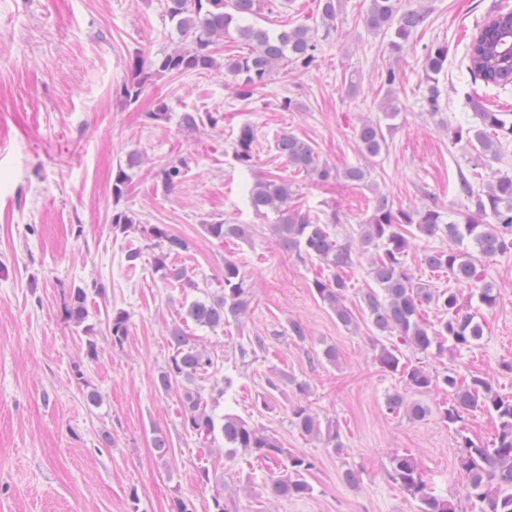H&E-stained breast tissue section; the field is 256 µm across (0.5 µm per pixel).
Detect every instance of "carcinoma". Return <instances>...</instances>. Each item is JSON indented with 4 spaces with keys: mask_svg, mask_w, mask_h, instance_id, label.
Segmentation results:
<instances>
[{
    "mask_svg": "<svg viewBox=\"0 0 512 512\" xmlns=\"http://www.w3.org/2000/svg\"><path fill=\"white\" fill-rule=\"evenodd\" d=\"M165 13L179 35L177 45L170 51L154 57L136 58L131 64V79L121 88L122 98L136 102L147 82L155 76L204 73L224 66L225 74L233 80L237 96L249 100L254 92L267 85L276 74L309 71L317 63V43L313 30L305 25L270 30L260 26L257 19L265 11L273 10L275 0H162ZM341 0H319V14L328 36L336 30L337 8ZM498 27L483 23L480 38H472L464 57L465 68L471 79L486 86H512V57L499 53L496 48L500 27L512 24V10L500 8L491 13ZM429 19V9L415 7L406 0H369L365 15L367 27L389 36L387 48L393 58L403 53L414 33L424 27ZM236 34L249 46L248 52L233 55L219 62L216 49L224 37ZM448 63V45L431 43L422 49V65L429 82L424 111L432 118L442 114L443 106L437 87L439 75ZM480 126L451 127L450 138L455 141L475 140L479 145L478 158L494 159L499 155L502 142L512 139V121L508 113L494 112L477 101H470ZM224 116L218 112H184L180 125L187 130L200 127L215 129ZM361 153L378 156L386 145L380 122L365 121L357 132ZM255 130L243 125L233 147V158L238 165L250 169L254 163L253 143ZM275 151L288 165L302 171L319 182L327 183L338 177L336 168L320 160L313 146L293 135L281 134L275 141ZM137 153L128 156L127 168L117 169L112 179V197L120 202L129 189L131 175L127 170L139 166ZM182 161L167 163L153 172L154 179L165 192L174 190L182 179ZM459 193L468 202L465 223L445 222L446 212L434 204L405 208L377 197L371 215L363 224L359 241H339L332 233L333 225L340 223L338 213L331 212L321 221L290 208L291 185L284 179L269 177L255 180L250 190V205L258 215H276L271 230L280 248L300 261L316 258L332 274L316 279L312 286L315 293L346 327L354 318L343 303L348 290L342 273L351 267L359 256L374 249L371 257L370 276L375 287L362 291L361 309L367 313L372 327L381 336H398L413 348L427 352L435 349L442 354L448 348H466L481 339L484 324L474 320L467 311L461 295L453 290H438L415 281L405 263L406 253L417 236L435 237L448 234L457 248L432 250L425 254V263L434 269L446 270L459 282L480 281L475 256L494 257L512 249V175L501 174L489 183L487 190L478 191L465 175L459 178ZM137 224L135 213L118 209L112 214V230L122 233ZM208 235L218 241L226 238L248 240L252 236L249 224H227L215 221L204 224ZM150 247L157 250L153 257L155 272L167 281L179 282L185 288H194L185 268L172 262V257L188 250L183 237L170 232L163 224H151L143 229ZM105 294V288L94 282L89 286L70 289L63 311L66 318L89 337L86 357L94 358L97 346L91 336L96 324L89 321L86 307L88 292ZM480 305L492 308L498 294L494 285L484 283L476 288ZM252 298V288L239 264L224 260V293L208 300H195L186 310L185 317L196 325L212 331L224 328L226 321L238 320L247 314ZM434 306L444 318L435 326L421 320V310ZM129 317L123 311L112 312L107 327L115 346L127 339ZM168 343L173 351L166 367L158 372L155 384L168 392L173 386L188 384L207 371L213 361L208 351L198 344L181 326L169 330ZM380 364L390 372L402 371L405 391H395L385 400L391 414L403 413L410 420L423 418L428 408L419 402H409L406 392L423 393L433 386H442L451 392V402L444 409L443 419L455 426L458 439V467L467 477V498L477 512H512V397H503L493 390L490 381L473 376L467 384L458 382L451 372L432 374L423 367L401 363L398 351L381 347ZM182 418L186 431L199 436H213L220 432L226 452L239 451L254 454L262 459L278 460L283 455L279 442L248 421L226 415L222 423L215 421L212 410L207 408L201 393L183 388ZM482 411L493 413L499 421L495 441L490 445L476 443L464 435L457 423L465 416ZM291 423L302 433H321L318 417L312 409L297 403L291 408ZM391 478L419 503L418 512H461L452 499L439 498L429 491L418 463L409 455H395L391 459ZM314 469V462L301 454L286 456L282 474L269 480L266 494L272 498H300L310 493L306 475ZM210 512H238L237 503L219 492L212 497Z\"/></svg>",
    "mask_w": 512,
    "mask_h": 512,
    "instance_id": "carcinoma-1",
    "label": "carcinoma"
}]
</instances>
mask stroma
Here are the masks:
<instances>
[{
	"instance_id": "stroma-1",
	"label": "stroma",
	"mask_w": 512,
	"mask_h": 512,
	"mask_svg": "<svg viewBox=\"0 0 512 512\" xmlns=\"http://www.w3.org/2000/svg\"><path fill=\"white\" fill-rule=\"evenodd\" d=\"M425 4L430 23L414 33L400 58L390 56L384 34L367 29L368 0H343L337 29L319 40V62L309 73L277 75L247 101L238 100L229 77L219 73L165 76L129 104L119 92L132 58L161 53L176 39L161 0H0V512H170L176 497L193 512H208L219 492L234 498L240 512H417L416 501L391 478L397 454L414 457L431 491L469 512L455 430L442 417L450 393L439 386L409 393L428 408L419 420L388 413L385 397L403 390L404 381L376 354L383 346L395 348L403 361L429 372L451 371L464 383L480 375L500 395L512 396V372L501 368L512 360V251L477 264L498 292L494 308L472 307L485 325L482 338L442 355L420 352L398 337L377 335L368 323L359 302L373 285L368 257L343 273L345 304L356 320L343 326L312 287L328 268L281 252L271 217L257 215L249 203L256 177L285 179L292 209L317 218L337 208V236L355 240L378 196L406 208L436 202L459 224L467 209L457 193L460 174L479 185L512 174V143L477 166L473 146L452 141L447 132L473 119L474 98L512 113V89L472 82L462 64L477 23L493 8L512 9V0ZM259 23L268 29L319 26L317 2L281 0ZM432 42L448 45V67L438 76L444 126L422 110L428 84L420 55ZM390 66L400 73L391 91L383 83ZM352 83L357 93H349ZM389 92L399 113L388 122L387 145L377 157H364L357 131L364 120L379 117ZM159 97L167 99L170 117L153 122L146 114ZM285 97L298 101L296 111L281 109ZM185 111L219 112L224 121L189 131L179 124ZM245 124L256 134L249 170L232 157ZM285 132L309 141L340 173L366 167V181L352 186L340 176L321 183L293 171L274 149ZM133 152L143 164L133 170L126 197L114 201L113 176ZM180 159L186 162L180 185L163 192L154 169ZM119 206L134 211L140 223L167 225L188 241L176 263L194 287L154 272V252L140 232L112 230ZM219 220L253 225V235L214 240L204 225ZM451 246L445 236L416 238L406 263L417 281L466 298L471 287L423 262L424 251ZM136 248L142 257L132 266L125 255ZM228 258L252 284L251 305L245 317L216 331L188 325L214 362L201 386L224 391L212 409L215 419L239 415L288 452L314 461L306 477L311 492L303 498L264 494L281 463L244 452L230 458L223 437L187 433L179 391L155 386L171 355L169 329L192 301L223 294ZM94 282L106 294L88 297L90 319L98 325V355L90 360L85 337L64 319L61 302L71 288ZM115 309L129 316L120 347L105 326ZM294 320L304 325L305 341L289 336ZM329 345L336 349L332 362L322 355ZM299 382L308 384L307 394L296 391ZM90 387L99 405L87 402ZM299 402L321 425L336 429L343 452L291 425L290 410ZM157 432L171 444L163 460L151 447ZM349 468L359 476L357 485L342 479Z\"/></svg>"
}]
</instances>
